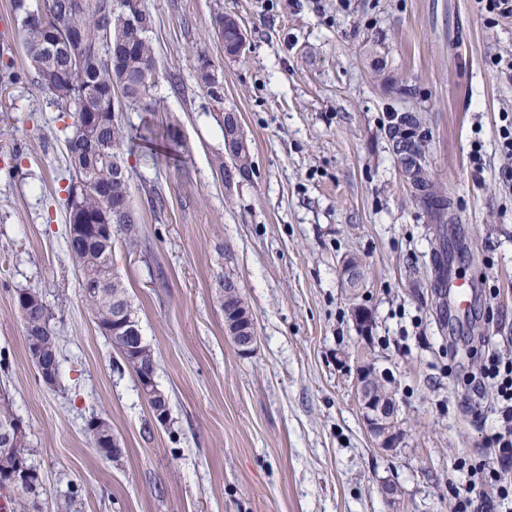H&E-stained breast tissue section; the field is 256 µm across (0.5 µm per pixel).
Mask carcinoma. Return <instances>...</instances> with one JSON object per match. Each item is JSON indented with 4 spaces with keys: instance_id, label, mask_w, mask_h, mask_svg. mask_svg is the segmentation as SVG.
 Returning a JSON list of instances; mask_svg holds the SVG:
<instances>
[{
    "instance_id": "1",
    "label": "carcinoma",
    "mask_w": 512,
    "mask_h": 512,
    "mask_svg": "<svg viewBox=\"0 0 512 512\" xmlns=\"http://www.w3.org/2000/svg\"><path fill=\"white\" fill-rule=\"evenodd\" d=\"M68 0H43L49 12L44 25L28 21L30 10L24 0H15V10L22 16L21 25L26 54L37 74L38 86L52 103L66 112L73 111L78 100H83L84 111L97 114V125L92 133L85 127L73 124L72 136L67 140L68 167L72 183L69 185L67 207H76L90 216L112 217L118 227L117 234L132 245L138 243L137 229L131 207L115 209L112 197H129V191L115 181L114 160L120 158V145L125 133L118 123L116 110L126 107L133 110L152 111L151 92L159 79L155 46L151 35L128 42V23L117 0H85L83 8L69 11ZM111 16L110 30L100 26L101 16ZM212 26L217 36L225 41L233 40L234 22L231 16L217 13ZM81 34L87 50L101 57L97 63L80 65L65 51L50 53L36 64L32 50L46 40L48 34L63 40L70 32ZM199 85L218 105L224 104V86L211 82L208 75L197 72ZM406 173L419 177L416 186L421 188L422 202L439 216L448 212V197L429 191L425 176V155L417 148L412 158H401ZM232 168L245 175L252 172L251 150L247 149L231 157ZM85 246L67 247L68 253L80 274V286L85 303L90 307L100 330H112V318L117 316V305L129 314L136 329V339L141 354L129 349L127 335H112V345L119 351L135 376H155L156 361L152 348L139 332V322L129 300L127 288L112 267V244L92 239V234L81 232ZM22 314L25 339L29 354L39 351L55 353L56 339L49 328V313L42 296L36 291H24L17 297ZM224 318L236 321L239 313L249 311L241 292L227 295L221 301ZM95 448L105 457L120 454L113 446L112 430H105L92 440ZM28 462L31 471L29 481L17 487L11 495L9 512H41V501L33 498V484L41 474L31 463L26 436H21L12 446L11 456L5 465L18 460Z\"/></svg>"
}]
</instances>
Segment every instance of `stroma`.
<instances>
[{"label":"stroma","mask_w":512,"mask_h":512,"mask_svg":"<svg viewBox=\"0 0 512 512\" xmlns=\"http://www.w3.org/2000/svg\"><path fill=\"white\" fill-rule=\"evenodd\" d=\"M154 19L160 78L153 111L121 110L129 134L176 124L125 153L141 247L116 240L155 381L158 423L134 373L98 330L66 241L67 139L74 115L43 94L21 16L0 0V392L28 433L43 512H470L512 484L489 445L495 384L474 388L488 354L512 359V14L477 0H142ZM237 16L249 50L232 58L216 13ZM208 57L216 106L197 82ZM237 112L249 178L219 171V108ZM411 118L429 176L450 202L431 215L396 151L391 118ZM358 258L363 286L342 264ZM477 273L472 311L448 304L449 269ZM231 276L257 343L225 331ZM43 297L60 375L29 357L16 296ZM370 315L368 327L354 305ZM384 380L403 439L375 447L357 396L360 368ZM102 417L121 448L93 447ZM497 470L485 482L468 465ZM396 484L398 502L380 493Z\"/></svg>","instance_id":"stroma-1"}]
</instances>
